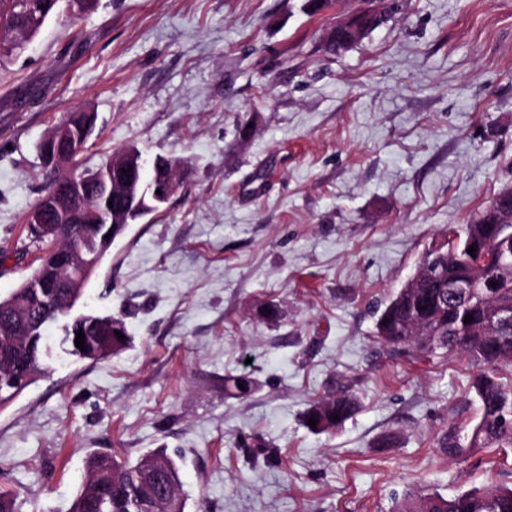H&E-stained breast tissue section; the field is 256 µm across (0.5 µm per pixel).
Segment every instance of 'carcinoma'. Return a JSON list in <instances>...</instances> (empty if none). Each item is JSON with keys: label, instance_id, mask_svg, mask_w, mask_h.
Returning <instances> with one entry per match:
<instances>
[{"label": "carcinoma", "instance_id": "carcinoma-1", "mask_svg": "<svg viewBox=\"0 0 512 512\" xmlns=\"http://www.w3.org/2000/svg\"><path fill=\"white\" fill-rule=\"evenodd\" d=\"M77 7L85 14L95 9L98 0H25L27 8L20 11L16 0H0V18L7 19L12 30L33 40L46 21L53 16L62 2ZM92 112H71L62 122L72 129V140L62 149L76 158L86 145L85 128L94 124ZM47 182L43 194L31 206L40 210L45 201L56 194L59 185L78 180L88 185L91 194H96L94 177L109 161H104L94 170L78 171L69 168L52 171L54 156L43 147H38ZM107 200L98 201L85 210L78 224L65 229L78 231L86 237L92 229L103 223ZM512 202L498 192L489 204L470 223L457 228V259L440 263L429 249L423 253L417 271L428 275V287L416 294L407 295V288H400L388 301L377 318L376 334L384 346L402 350L407 354H433L439 350L455 352L467 357L480 367L472 378L470 391L478 404V419L463 444L454 438L448 439L443 449L451 457L468 454L475 448L512 447V384H505L497 375L504 362H512V329L494 332L484 323L481 307L470 302L454 309L440 308L436 283L443 277H452L459 271L457 262L476 265L477 258L467 259L463 250L473 230L496 223L495 208L509 207ZM44 257L31 279L6 298H0V322L10 317L17 308H28L33 314L29 336H5L0 333V359L7 361L9 368H0V408L19 396L33 384L43 372L44 358L49 355L45 340L49 326L64 327L70 314L56 300V289L46 291L36 287L39 280L54 283L58 279L55 264V247L43 242ZM489 275L498 282L495 293L501 301L512 304V272L489 270ZM473 320L465 322L466 315ZM91 315L79 324L78 330L85 337L84 348L76 347L74 336H62L65 352L78 358L88 353L97 360L119 354L127 339H119L109 333L102 324L95 323ZM255 387V381L247 374L224 380V393L229 397H245ZM326 405L313 403L306 416L317 418L315 432H328L348 420L356 410V399L348 393L325 397ZM339 419L334 420L332 416ZM165 463L161 480L176 488L181 487L179 467L175 460L162 450L142 455L136 461L120 460L106 452H92L86 460L85 474L78 485L70 512H157L154 499L147 492L148 479L153 477L150 465L154 461ZM390 512H512V488L486 485L481 488L460 490L452 496L437 492L419 493L413 497L394 499Z\"/></svg>", "mask_w": 512, "mask_h": 512}]
</instances>
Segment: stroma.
Returning a JSON list of instances; mask_svg holds the SVG:
<instances>
[{
  "label": "stroma",
  "mask_w": 512,
  "mask_h": 512,
  "mask_svg": "<svg viewBox=\"0 0 512 512\" xmlns=\"http://www.w3.org/2000/svg\"><path fill=\"white\" fill-rule=\"evenodd\" d=\"M306 5L99 0L0 62V297L42 254L38 144L65 114L97 115L80 168L132 147L187 172L77 306L123 318L129 348L80 361L50 330L45 374L0 410L17 512H69L93 450L166 449L185 512H389L512 485V448L440 450L477 421L474 367L383 348L374 316L512 186V0H395L338 55L323 34L358 0ZM244 372L255 390L225 396ZM336 391L357 412L311 432L305 412Z\"/></svg>",
  "instance_id": "obj_1"
}]
</instances>
